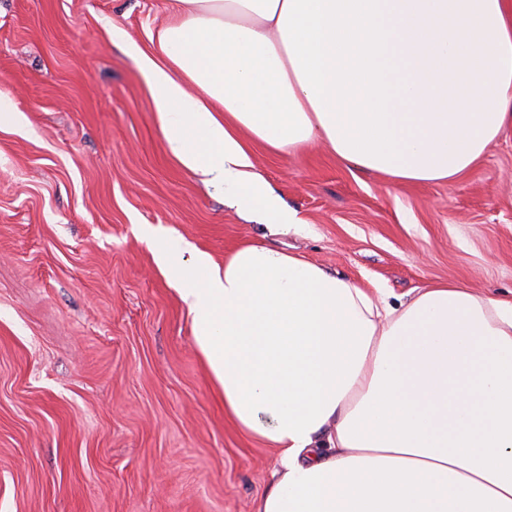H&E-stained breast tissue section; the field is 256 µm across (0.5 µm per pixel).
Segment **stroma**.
I'll return each mask as SVG.
<instances>
[{
	"mask_svg": "<svg viewBox=\"0 0 512 512\" xmlns=\"http://www.w3.org/2000/svg\"><path fill=\"white\" fill-rule=\"evenodd\" d=\"M170 0H0V512H255L274 452L224 416L150 234L216 264L254 242L406 299L512 297V129L452 183L393 185L323 144L255 147L298 223L248 221L171 154L113 27Z\"/></svg>",
	"mask_w": 512,
	"mask_h": 512,
	"instance_id": "1",
	"label": "stroma"
}]
</instances>
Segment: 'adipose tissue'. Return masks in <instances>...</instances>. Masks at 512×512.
I'll return each instance as SVG.
<instances>
[{
    "label": "adipose tissue",
    "mask_w": 512,
    "mask_h": 512,
    "mask_svg": "<svg viewBox=\"0 0 512 512\" xmlns=\"http://www.w3.org/2000/svg\"><path fill=\"white\" fill-rule=\"evenodd\" d=\"M112 40L179 163L268 224L298 218L254 145L450 183L512 127V0H175L153 51ZM154 250L225 415L276 452L256 512H512V298L379 304L260 244Z\"/></svg>",
    "instance_id": "obj_1"
}]
</instances>
